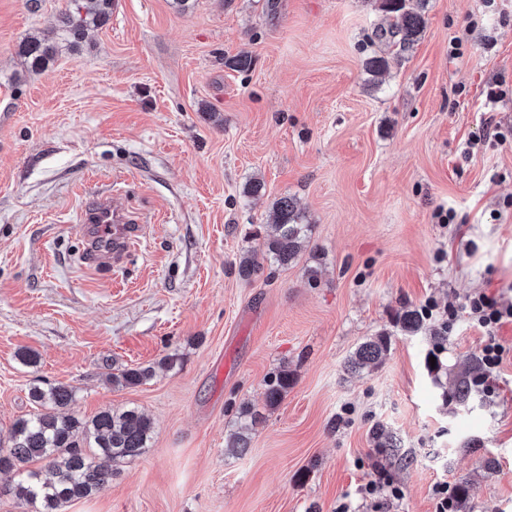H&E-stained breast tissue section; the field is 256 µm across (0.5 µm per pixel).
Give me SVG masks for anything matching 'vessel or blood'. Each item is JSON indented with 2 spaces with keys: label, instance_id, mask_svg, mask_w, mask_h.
<instances>
[{
  "label": "vessel or blood",
  "instance_id": "vessel-or-blood-1",
  "mask_svg": "<svg viewBox=\"0 0 512 512\" xmlns=\"http://www.w3.org/2000/svg\"><path fill=\"white\" fill-rule=\"evenodd\" d=\"M81 222L87 230L90 254L99 260L125 255L141 233L138 216L115 206L108 198L90 201L82 212Z\"/></svg>",
  "mask_w": 512,
  "mask_h": 512
}]
</instances>
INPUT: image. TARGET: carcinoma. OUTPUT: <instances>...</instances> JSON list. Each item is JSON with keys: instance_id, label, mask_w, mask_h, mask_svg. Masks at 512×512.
<instances>
[{"instance_id": "cac0c4a2", "label": "carcinoma", "mask_w": 512, "mask_h": 512, "mask_svg": "<svg viewBox=\"0 0 512 512\" xmlns=\"http://www.w3.org/2000/svg\"><path fill=\"white\" fill-rule=\"evenodd\" d=\"M425 0H380L385 14L381 36L412 48L425 26ZM62 23L75 45L85 37L89 24L105 21L112 11V0H70ZM58 52L54 37L46 33L32 37L22 47L30 67L40 68ZM272 232L267 235L265 251H246L239 261V274L250 277L264 263L286 268L294 263L309 242L310 225L291 197L273 203ZM403 331L416 334L425 329V317L419 309L405 311L399 318ZM390 336L382 333L361 343L347 361L352 372L372 370L381 364L390 349ZM155 375L152 366L127 368L111 375L115 386L131 387L146 383ZM292 384V374L279 370L268 380L265 406L280 404ZM29 400L41 411L16 419L8 430L7 441L0 440V473H15L18 480L4 492L12 494L30 508V512H61L68 503L100 493L117 475L113 465L142 455L152 440L154 424L136 407H122L101 412L90 420H81L71 411L75 399L73 387L39 381L30 386ZM264 415L249 403L239 408L236 429L227 447L236 454L250 448L252 435ZM378 448H395L397 439L386 427L373 431ZM45 461L51 477L29 464Z\"/></svg>"}]
</instances>
